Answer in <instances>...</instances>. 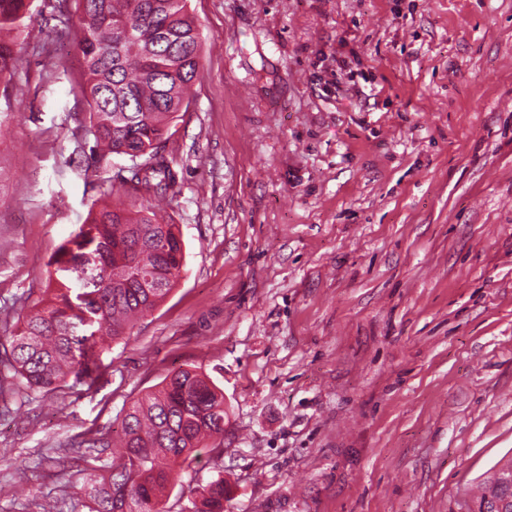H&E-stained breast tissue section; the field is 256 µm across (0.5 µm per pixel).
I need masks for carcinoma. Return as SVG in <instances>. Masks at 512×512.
<instances>
[{"mask_svg":"<svg viewBox=\"0 0 512 512\" xmlns=\"http://www.w3.org/2000/svg\"><path fill=\"white\" fill-rule=\"evenodd\" d=\"M62 27L78 16L75 43L86 105L79 147L97 163L132 160L123 194L163 197L176 184L161 154L177 113L187 106L200 65L202 32L188 0H55ZM32 18L29 0H0V85L15 75V40ZM93 259H88V256ZM184 262L176 225L151 211L104 205L48 262L43 296L0 341V368L27 389L50 393L95 381V347L124 337L176 283ZM80 285L89 300L72 295ZM224 446V394L203 374L179 369L160 389L134 400L122 419L119 460L95 457L109 476L91 485L94 512H168L164 497L176 466L191 464L206 441ZM181 512H224V479L191 490Z\"/></svg>","mask_w":512,"mask_h":512,"instance_id":"obj_1","label":"carcinoma"}]
</instances>
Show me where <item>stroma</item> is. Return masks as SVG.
Listing matches in <instances>:
<instances>
[{
  "label": "stroma",
  "mask_w": 512,
  "mask_h": 512,
  "mask_svg": "<svg viewBox=\"0 0 512 512\" xmlns=\"http://www.w3.org/2000/svg\"><path fill=\"white\" fill-rule=\"evenodd\" d=\"M33 0L0 112V336L47 263L113 202L123 157L75 154L72 40ZM202 31L161 149L180 278L92 386L6 384L0 512H91L89 440L196 369L224 447V512H473L512 465V0H189ZM65 70H57L60 56Z\"/></svg>",
  "instance_id": "1"
}]
</instances>
